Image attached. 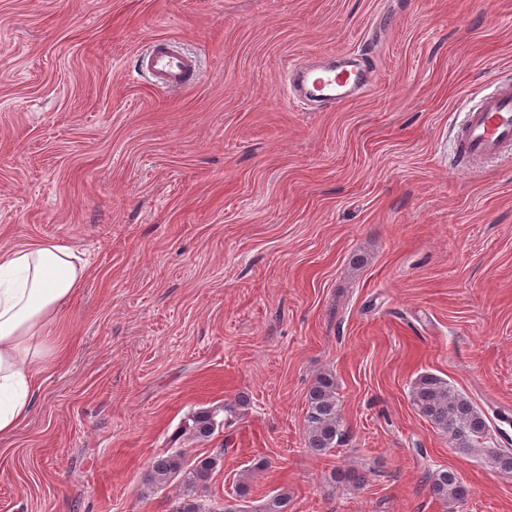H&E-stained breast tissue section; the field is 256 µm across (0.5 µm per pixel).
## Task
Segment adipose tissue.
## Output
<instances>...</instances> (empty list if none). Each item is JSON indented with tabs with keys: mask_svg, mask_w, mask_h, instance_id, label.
<instances>
[{
	"mask_svg": "<svg viewBox=\"0 0 512 512\" xmlns=\"http://www.w3.org/2000/svg\"><path fill=\"white\" fill-rule=\"evenodd\" d=\"M86 271L78 251L53 240L0 247V438L33 411L40 376L62 363L54 330Z\"/></svg>",
	"mask_w": 512,
	"mask_h": 512,
	"instance_id": "adipose-tissue-1",
	"label": "adipose tissue"
}]
</instances>
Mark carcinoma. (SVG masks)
Here are the masks:
<instances>
[{"label": "carcinoma", "mask_w": 512, "mask_h": 512, "mask_svg": "<svg viewBox=\"0 0 512 512\" xmlns=\"http://www.w3.org/2000/svg\"><path fill=\"white\" fill-rule=\"evenodd\" d=\"M411 402L418 413L436 429L446 435L464 456L480 453L485 461L506 476H512V449L492 447L491 427L472 401L452 390L448 380L434 374L419 376L411 389ZM218 409L201 408L189 417L188 431L192 439L206 441L216 430L224 427ZM344 435L342 418L336 396V379L330 374L316 378L308 395L305 418L306 445L316 455L334 449ZM220 456L198 458L187 462L186 452L177 448L153 460L145 473L149 488H161L180 479L186 498L172 507V512H231L198 503L191 495L207 488ZM431 494L444 504L464 501L467 491L452 470H438L427 476Z\"/></svg>", "instance_id": "cac0c4a2"}]
</instances>
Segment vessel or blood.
<instances>
[{"mask_svg": "<svg viewBox=\"0 0 512 512\" xmlns=\"http://www.w3.org/2000/svg\"><path fill=\"white\" fill-rule=\"evenodd\" d=\"M143 66L155 83L177 91L195 82L197 65L191 58L175 54L164 40H155ZM308 95L321 106H332L349 98L367 82L359 71L313 65L300 72ZM512 150V85L482 97L466 115L457 137V152L463 163L480 164Z\"/></svg>", "mask_w": 512, "mask_h": 512, "instance_id": "obj_1", "label": "vessel or blood"}]
</instances>
